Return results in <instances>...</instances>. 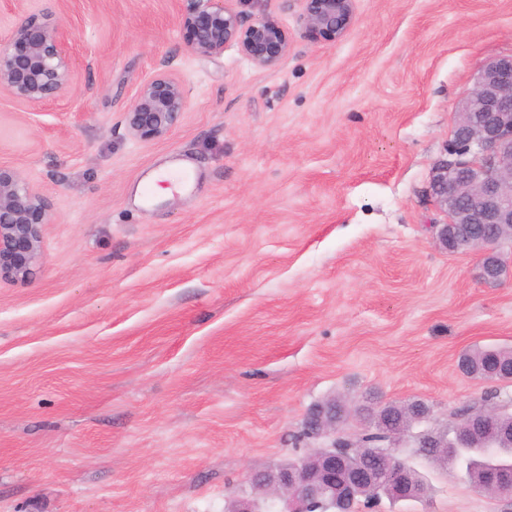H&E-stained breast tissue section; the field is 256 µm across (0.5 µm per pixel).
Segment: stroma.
Here are the masks:
<instances>
[{
  "instance_id": "35a3bbf8",
  "label": "stroma",
  "mask_w": 512,
  "mask_h": 512,
  "mask_svg": "<svg viewBox=\"0 0 512 512\" xmlns=\"http://www.w3.org/2000/svg\"><path fill=\"white\" fill-rule=\"evenodd\" d=\"M74 34L72 94L0 93V165L52 203L43 261L0 279V512H224L250 471L302 458L309 412L421 400L443 430L485 392L460 354L512 347V277L437 242L426 195L458 102L512 54V0H356L312 39L302 0H259L290 50L192 54L173 0H34ZM188 108L128 130L156 71ZM179 159L193 188L144 206ZM428 495L372 512H498L415 460ZM187 107L184 84L166 71H157L136 91L126 113L131 133L140 141L167 136Z\"/></svg>"
}]
</instances>
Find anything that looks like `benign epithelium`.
I'll return each mask as SVG.
<instances>
[{"instance_id":"7a95c632","label":"benign epithelium","mask_w":512,"mask_h":512,"mask_svg":"<svg viewBox=\"0 0 512 512\" xmlns=\"http://www.w3.org/2000/svg\"><path fill=\"white\" fill-rule=\"evenodd\" d=\"M0 37V92L30 107L68 97L74 88L72 33L63 24L25 6ZM178 25L188 49L200 57L224 54L238 47L253 66L273 70L288 55L286 31L274 20L251 18L254 0H175ZM306 33L335 41L354 25V0H303ZM187 107L184 84L157 71L136 91L126 113L129 130L147 142L167 136ZM428 196L447 221L434 223L436 238L450 252L481 248V276L499 281L508 269L504 248L512 245V55L487 60L476 82L458 104L452 137L434 165ZM50 201L18 172L0 166V279L27 281L42 264V229L52 223ZM462 225H491L490 238H458ZM512 405L496 401L484 409L481 425L493 423ZM430 411L412 402V423L421 430L412 439L441 455L469 440L463 432L448 433L424 426ZM313 440L336 433V416L320 405L305 422ZM337 437L311 451L301 463L250 473L248 488L232 495L225 512H314L326 505L338 512H356L361 491L377 488L393 503L415 500L419 491L408 471L398 468L393 448H364L356 458ZM479 490L512 512V467L494 466Z\"/></svg>"}]
</instances>
